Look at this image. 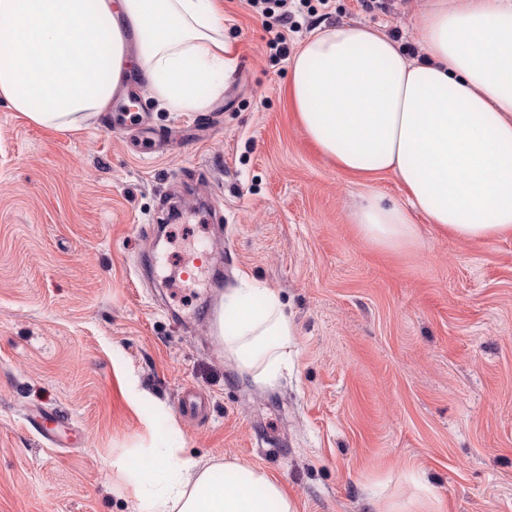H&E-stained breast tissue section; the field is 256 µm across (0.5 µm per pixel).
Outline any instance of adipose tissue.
<instances>
[{
	"instance_id": "1",
	"label": "adipose tissue",
	"mask_w": 512,
	"mask_h": 512,
	"mask_svg": "<svg viewBox=\"0 0 512 512\" xmlns=\"http://www.w3.org/2000/svg\"><path fill=\"white\" fill-rule=\"evenodd\" d=\"M410 55L358 22L307 37L288 98L304 133L343 172L394 174L403 201L367 196L359 235L385 249L418 244L415 215L469 241L512 235V0H432ZM174 112L207 110L231 66L213 0H0V100L60 132L104 112L127 67ZM224 354L272 384L295 329L256 281L224 294ZM139 484L161 487L148 512H299L264 472L200 465L175 449L144 458Z\"/></svg>"
}]
</instances>
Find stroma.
Wrapping results in <instances>:
<instances>
[{
  "mask_svg": "<svg viewBox=\"0 0 512 512\" xmlns=\"http://www.w3.org/2000/svg\"><path fill=\"white\" fill-rule=\"evenodd\" d=\"M333 0L312 29L359 22L416 47L431 0ZM231 69L205 112H171L138 74L83 129L30 123L0 100V512H143L136 469L155 448L235 459L299 512H370L429 487L446 512H512V237L420 224L385 250L351 221L398 179L353 178L304 134L288 61L246 0H216ZM146 119L202 140L163 156L122 129ZM207 272L182 277L189 247ZM280 296L295 354L271 385L224 357L200 316L240 277ZM206 401L183 418L186 391ZM67 427L51 445L23 417Z\"/></svg>",
  "mask_w": 512,
  "mask_h": 512,
  "instance_id": "1",
  "label": "stroma"
}]
</instances>
